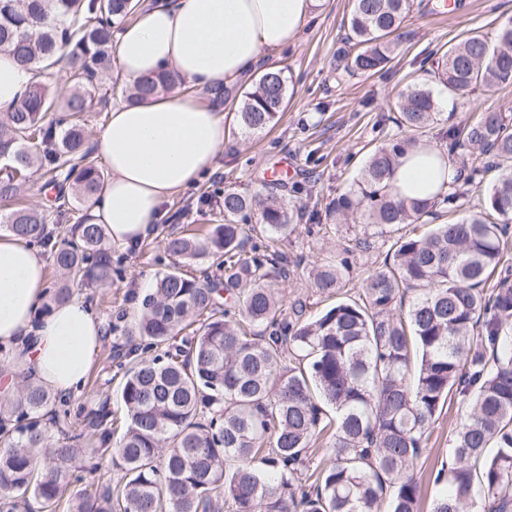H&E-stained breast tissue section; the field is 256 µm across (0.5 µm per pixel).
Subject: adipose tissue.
I'll return each mask as SVG.
<instances>
[{"instance_id":"ef3b65f1","label":"adipose tissue","mask_w":512,"mask_h":512,"mask_svg":"<svg viewBox=\"0 0 512 512\" xmlns=\"http://www.w3.org/2000/svg\"><path fill=\"white\" fill-rule=\"evenodd\" d=\"M319 0H148L117 34L115 52L130 82L175 70L195 96L160 94L113 107L92 136L109 175L85 212L118 245L142 240L177 192L212 173L229 135L211 88L250 77L269 56L295 44ZM31 67L0 53V112L16 106ZM457 168L445 147L428 142L398 160L392 183L406 198L448 194ZM47 261L11 234L0 236V346L8 349L0 396L17 370L66 397L85 384L100 355L104 327L84 299L49 303Z\"/></svg>"}]
</instances>
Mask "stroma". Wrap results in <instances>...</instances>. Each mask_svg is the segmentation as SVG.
Returning <instances> with one entry per match:
<instances>
[{
	"label": "stroma",
	"instance_id": "stroma-1",
	"mask_svg": "<svg viewBox=\"0 0 512 512\" xmlns=\"http://www.w3.org/2000/svg\"><path fill=\"white\" fill-rule=\"evenodd\" d=\"M452 12L435 9V0H414L402 32V45L382 76L352 75L340 59L348 31L351 0H321L315 15L296 44L268 57L271 65L286 66L290 73L288 103L278 122L254 134L232 131L224 142L216 170L197 185L175 194L165 204V214L145 237V246L132 249L116 246L122 260L121 276L103 285L76 286L72 293L89 301L105 326L101 356L91 369L84 388L70 396L65 421L76 425L82 408L100 397L119 407V385L114 345L119 330L130 324L138 296L148 291L171 264L162 248L166 235L177 226L191 224L201 230L223 223L218 206L225 188L250 191L270 189V173L285 183H300L294 200L305 210L324 209L345 191L358 173L364 157L396 134L391 106L397 92L408 83L428 82L420 63L428 52L472 32H494L512 19V0H457ZM512 108V85L471 99L444 101L437 121L426 139L441 141L450 127L471 120L483 110ZM308 220L298 222L285 241L290 277L283 286L288 300L306 301L309 314L331 306V299L315 295L309 271L314 263L344 247L353 235L346 224L331 226L325 233H308ZM461 399L447 404L434 424L429 440L431 451L423 463L432 470L437 459L451 450L452 431L463 416Z\"/></svg>",
	"mask_w": 512,
	"mask_h": 512
}]
</instances>
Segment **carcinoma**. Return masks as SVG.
<instances>
[{"label":"carcinoma","mask_w":512,"mask_h":512,"mask_svg":"<svg viewBox=\"0 0 512 512\" xmlns=\"http://www.w3.org/2000/svg\"><path fill=\"white\" fill-rule=\"evenodd\" d=\"M140 0H0V52L38 72L63 65L71 88L42 81L0 116V204L7 231L49 252L79 284L121 274L105 227L81 217L56 235L51 215L21 193L31 170L71 183L88 203L106 176L83 124L107 107L114 86L115 28L134 18ZM413 0H353L345 68L388 71ZM433 82L449 97L512 84V23L494 39L480 32L430 52ZM288 67L272 66L248 89L225 88L238 102L246 133L273 126L288 96ZM183 85L173 71L121 90L124 101ZM395 124L418 131L438 121L426 84L395 102ZM418 138L375 148L353 184L315 213L360 219L393 239L358 296H343L347 261L312 267L313 288L336 294L316 317L288 303V254L279 248L301 208L275 193L227 188L224 223L199 238L190 228L168 234L175 259L123 328L116 356L125 429L114 440L108 400L82 425L51 444L60 417L43 386L19 373L16 394L0 399V512H419L415 471L431 430L456 395L469 398L453 434L450 462L433 475L446 491L430 512H512V265L502 263L512 223V113L483 111L447 144L458 181L443 197L407 200L393 191L396 163ZM500 177L459 220L429 234L407 231L439 217L468 193L488 166ZM203 267L190 276L184 267ZM494 288L486 289L493 274ZM161 353L148 357L152 350ZM320 445L328 463L305 473ZM121 477L82 472L104 458Z\"/></svg>","instance_id":"carcinoma-1"}]
</instances>
